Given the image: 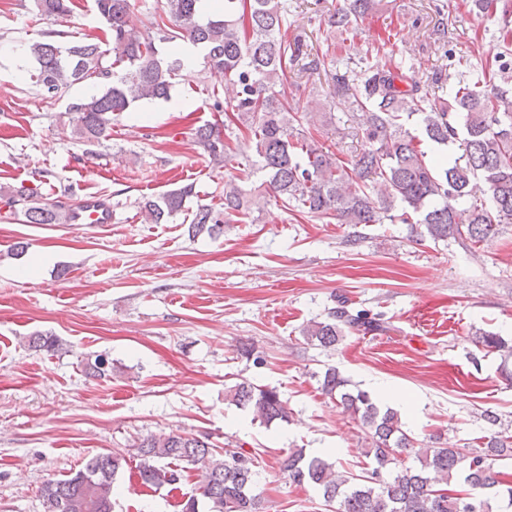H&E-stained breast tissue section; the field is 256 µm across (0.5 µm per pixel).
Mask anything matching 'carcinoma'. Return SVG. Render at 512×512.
Wrapping results in <instances>:
<instances>
[{
	"mask_svg": "<svg viewBox=\"0 0 512 512\" xmlns=\"http://www.w3.org/2000/svg\"><path fill=\"white\" fill-rule=\"evenodd\" d=\"M71 0H33L35 15L56 21L71 12ZM376 0H345L335 24L348 33L371 13ZM479 14L501 13L504 45L512 43V0H469ZM106 27L107 43L76 37L61 42L46 34L24 44L34 64L30 80L50 104L80 83L96 91L70 102L72 135L79 143H101L112 120L144 100L169 97L186 63L178 45L189 43L204 51L205 67L221 74L232 86V100L213 107L236 114L245 123L253 163L262 173L260 187L292 212L333 218L339 224H419L435 241L451 239L465 247L487 242L499 226L512 224V95L488 89V84L448 82L438 71L431 92L410 74L403 51L387 34L388 59L365 62L360 70L335 75L336 90L348 108L358 112L357 126L370 147L346 163L314 138L308 126L311 112L283 90L287 68L300 61V45L281 34L287 27L280 0H222L220 9L204 15L199 0H165L162 14L142 27L131 20L130 0H94ZM422 134L440 144H459L453 158L427 160ZM194 142L222 165L228 162L224 128L204 124L195 129ZM195 195L184 185L139 204L144 221L165 224L188 210ZM9 207L24 209L30 224H65L66 209L55 202H36L30 189L15 191ZM246 192L230 176L224 182V207L199 203L190 212L187 232L196 237L212 233L228 218L250 209ZM384 321L344 304L323 321H312L303 336L323 347L336 345L347 330L382 331ZM472 341L488 352L512 357V344L486 331L472 333ZM28 344L47 352L59 348L51 333L30 337ZM322 391L336 406L359 422L368 442L372 468L362 475L343 474L321 457L292 449L281 470L288 482L311 485L339 512H492L479 489L500 488L512 504V485L492 470L490 460L512 459V434L497 435L463 453L457 448L418 440L403 429L397 411L383 407L368 392L349 388V381L333 366L326 368ZM225 398L264 423L289 419L288 405L277 390L243 379ZM138 474L147 486L173 485L180 472L173 462L198 472V493L188 497L181 512H259L253 494L255 457L243 448H220L210 436L168 434L135 445ZM414 452L418 466L397 467L398 455ZM126 464L119 452L98 453L64 479L43 484L45 512H112L113 485ZM470 487L466 494H450L449 484L459 472Z\"/></svg>",
	"mask_w": 512,
	"mask_h": 512,
	"instance_id": "1",
	"label": "carcinoma"
}]
</instances>
